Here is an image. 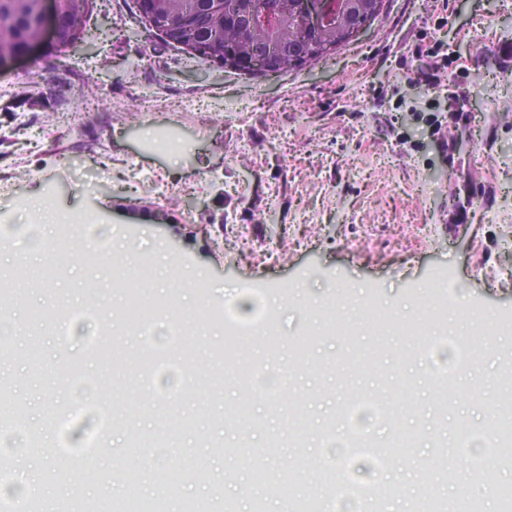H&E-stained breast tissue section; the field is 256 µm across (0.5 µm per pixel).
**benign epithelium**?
<instances>
[{
    "instance_id": "7a95c632",
    "label": "benign epithelium",
    "mask_w": 512,
    "mask_h": 512,
    "mask_svg": "<svg viewBox=\"0 0 512 512\" xmlns=\"http://www.w3.org/2000/svg\"><path fill=\"white\" fill-rule=\"evenodd\" d=\"M14 4L19 8H29L33 11L42 24V37L35 42L28 43L27 47L20 52L0 54V67L49 45L53 38L59 36L58 20L62 0H14ZM227 4L228 0H206L205 8L222 13L227 18L242 24L250 20V16L247 14L229 10ZM137 9L147 25L154 29L158 27L153 0H137ZM330 10L331 5L327 0L305 3V25L301 28L295 44L287 49L280 45H270L263 50L241 53L233 48H226L224 57L233 66L240 68L247 66L254 70L276 73L279 71L283 52L286 51L294 57L298 56L299 46L309 42L314 34L322 31L325 27ZM437 151L442 157L443 166L448 169L459 171L466 163L467 151L460 141H454L447 147L441 145L437 147Z\"/></svg>"
}]
</instances>
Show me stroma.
<instances>
[{"instance_id":"stroma-1","label":"stroma","mask_w":512,"mask_h":512,"mask_svg":"<svg viewBox=\"0 0 512 512\" xmlns=\"http://www.w3.org/2000/svg\"><path fill=\"white\" fill-rule=\"evenodd\" d=\"M449 3L444 26L439 0H384L327 59L263 74L167 44L134 0H95L112 23L87 27L98 55L64 69L60 52L39 51L46 83L35 96L16 82L26 60L0 68V245L39 255L0 269L11 351L0 359V455L39 462L41 512H81L87 499L109 507L130 470L140 502L167 512L189 501L300 512L321 500L330 512H374L358 485L382 493L384 512H461L475 500L501 512L512 448L499 446L487 404L512 383V0ZM423 38L448 59L433 87L415 79ZM90 89L95 111L62 123ZM135 89L154 111L133 110ZM458 105L467 127L451 118ZM167 128L179 150L152 140ZM447 135L464 140L465 171L485 192L457 232L450 205L463 182L439 177L435 148ZM128 160L142 170L133 186L118 171ZM42 205L61 219L53 232L27 216ZM225 222L250 225L248 244L228 247L216 230ZM117 238L134 262L114 281L86 278ZM134 291L153 311L146 346L129 323L104 328ZM228 305L236 323L224 320ZM80 307L89 321L60 325ZM374 311L389 316L387 330ZM428 333L444 342L426 353L415 341ZM465 343L484 352L472 372L457 362ZM181 356L200 365L188 390ZM446 366L456 369L447 390L430 380ZM103 395L112 411L86 435L112 452L88 455L74 414H97ZM340 397L366 402L359 421L337 422ZM339 427L364 428L381 449L399 431L411 443L387 460L353 452L349 469L330 474ZM135 439L148 454L129 455Z\"/></svg>"}]
</instances>
